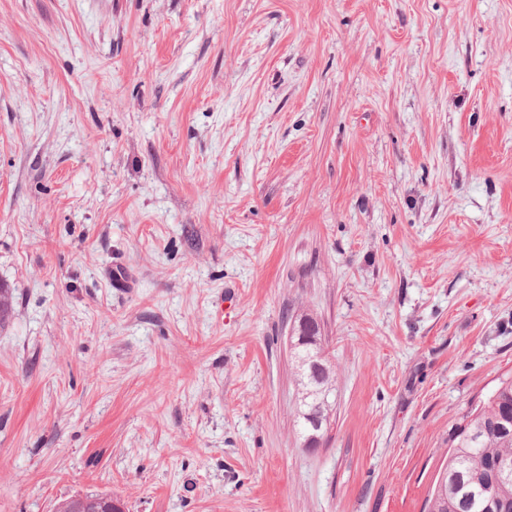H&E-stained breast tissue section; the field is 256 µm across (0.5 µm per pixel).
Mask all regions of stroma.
I'll use <instances>...</instances> for the list:
<instances>
[{
  "label": "stroma",
  "mask_w": 512,
  "mask_h": 512,
  "mask_svg": "<svg viewBox=\"0 0 512 512\" xmlns=\"http://www.w3.org/2000/svg\"><path fill=\"white\" fill-rule=\"evenodd\" d=\"M1 283L0 512H424L512 377V0H0ZM291 316L294 337L291 353L296 362V385L299 407L297 411L298 425L304 441L310 435L320 439L327 433L332 411L330 397L336 390V371L328 358L313 359L317 340L322 339L321 327L318 321L309 314ZM313 360L318 364L313 365ZM319 421L321 429L317 430L315 423ZM82 500L77 501L73 498L59 502L57 506H64L67 510L62 512H105L100 511L104 506L105 500H111L112 497L108 495H86L85 497L79 496ZM112 510L114 512H123V507L119 502L112 501ZM72 509H79L78 511H69Z\"/></svg>",
  "instance_id": "35a3bbf8"
}]
</instances>
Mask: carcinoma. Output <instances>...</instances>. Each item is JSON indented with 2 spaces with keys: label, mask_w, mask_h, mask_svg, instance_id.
Segmentation results:
<instances>
[{
  "label": "carcinoma",
  "mask_w": 512,
  "mask_h": 512,
  "mask_svg": "<svg viewBox=\"0 0 512 512\" xmlns=\"http://www.w3.org/2000/svg\"><path fill=\"white\" fill-rule=\"evenodd\" d=\"M291 353L296 362L303 437L327 433L336 390V371L327 358L313 360L322 339L318 321L308 314L295 317ZM452 451L428 498V512H512V473L492 478L497 463H512V378H503L482 405L471 411L451 439ZM108 495H87L60 502L68 510L100 512Z\"/></svg>",
  "instance_id": "1"
}]
</instances>
